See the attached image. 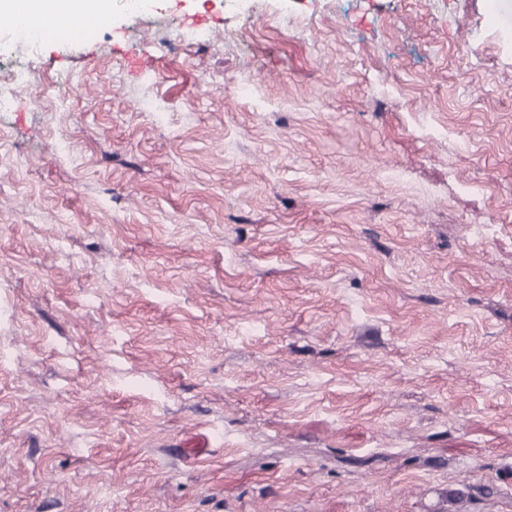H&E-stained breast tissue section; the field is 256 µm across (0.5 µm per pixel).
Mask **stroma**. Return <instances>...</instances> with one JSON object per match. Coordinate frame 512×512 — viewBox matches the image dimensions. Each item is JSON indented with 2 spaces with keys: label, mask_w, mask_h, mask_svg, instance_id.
Returning <instances> with one entry per match:
<instances>
[{
  "label": "stroma",
  "mask_w": 512,
  "mask_h": 512,
  "mask_svg": "<svg viewBox=\"0 0 512 512\" xmlns=\"http://www.w3.org/2000/svg\"><path fill=\"white\" fill-rule=\"evenodd\" d=\"M112 4L0 33V512H512V0Z\"/></svg>",
  "instance_id": "stroma-1"
}]
</instances>
